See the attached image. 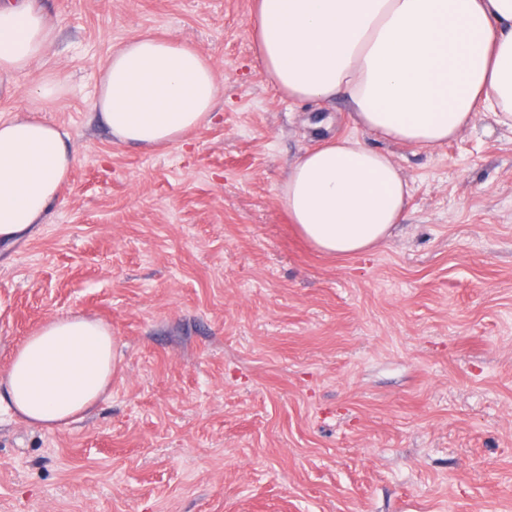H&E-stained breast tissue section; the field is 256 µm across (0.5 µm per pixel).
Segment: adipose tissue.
Here are the masks:
<instances>
[{
	"mask_svg": "<svg viewBox=\"0 0 512 512\" xmlns=\"http://www.w3.org/2000/svg\"><path fill=\"white\" fill-rule=\"evenodd\" d=\"M255 57L288 98L344 97L357 128L435 148L478 122L512 129V0H255ZM56 23L35 0H0V79L46 59ZM94 109L117 142L152 152L209 123L223 87L211 59L144 34L100 67ZM59 74L40 76L24 112L0 117V244L36 233L68 182L67 133L39 119L59 99ZM410 196L387 154L347 136L302 154L277 197L319 252L347 257L383 242ZM112 327L69 312L48 317L0 367V404L55 432L110 390Z\"/></svg>",
	"mask_w": 512,
	"mask_h": 512,
	"instance_id": "1",
	"label": "adipose tissue"
}]
</instances>
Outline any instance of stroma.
Returning <instances> with one entry per match:
<instances>
[{
  "instance_id": "1",
  "label": "stroma",
  "mask_w": 512,
  "mask_h": 512,
  "mask_svg": "<svg viewBox=\"0 0 512 512\" xmlns=\"http://www.w3.org/2000/svg\"><path fill=\"white\" fill-rule=\"evenodd\" d=\"M46 119L75 150L38 233L0 246V366L45 318L112 326L110 394L47 433L0 405V512H512V129L427 149L371 133L410 197L391 236L316 251L277 193L347 100L302 104L258 66L253 0H38ZM144 33L205 53L217 116L185 146L115 141L99 65Z\"/></svg>"
}]
</instances>
